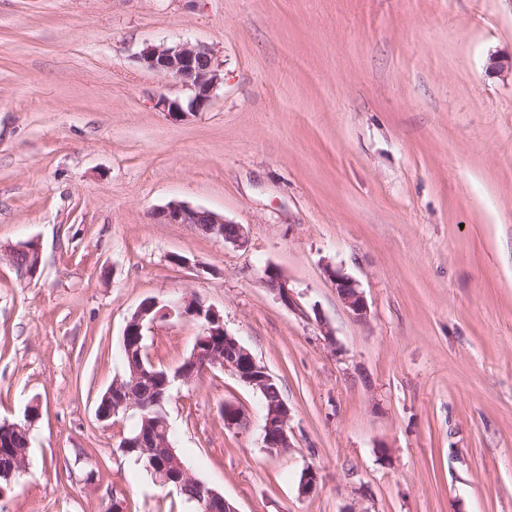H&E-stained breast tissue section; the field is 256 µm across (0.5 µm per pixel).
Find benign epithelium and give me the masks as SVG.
<instances>
[{
    "instance_id": "obj_1",
    "label": "benign epithelium",
    "mask_w": 512,
    "mask_h": 512,
    "mask_svg": "<svg viewBox=\"0 0 512 512\" xmlns=\"http://www.w3.org/2000/svg\"><path fill=\"white\" fill-rule=\"evenodd\" d=\"M137 60L144 68L170 77L191 91V98L185 107L163 96L155 101V107L175 121L182 120L189 111L205 109L219 83V73L211 51L202 45H193L187 41L149 44L140 51ZM153 217L163 224H192L204 234L221 238L224 243L238 248L247 245V237L241 225L230 223L206 209L173 202L157 209ZM21 253L27 257V265L20 270V276L35 278L41 265V250L35 241L12 246L5 253H0V260L5 258L14 266L16 257ZM328 273L350 315L360 322L366 320L368 305L356 281L331 267ZM263 282L277 291L284 302L292 303L288 279L278 268L266 265L263 269ZM173 318L201 323V331L191 355L173 371H159L152 364L148 369L143 367L133 371L128 383L115 381L97 405L96 416L99 421L109 422L120 412L126 414L132 410H145L140 383L146 379L149 380L152 392L161 399L168 395L174 383H190L210 366L232 372L245 385L262 394L273 382L268 369L258 363L253 354L225 329L223 316L216 309L187 295L166 303L153 298L141 302L124 327L122 353L128 357L135 353L141 354L145 331L159 321ZM220 413L224 415V426L228 428L239 427L247 420L244 410L233 404L224 405ZM290 419V408L283 399L279 398L264 406L263 444L270 455H285L293 448L289 435ZM121 450L126 454L138 453V459L145 461L151 472L163 474L160 484L164 487L171 483L178 487L183 481L193 479L177 457L172 443L166 438L141 433L122 439Z\"/></svg>"
}]
</instances>
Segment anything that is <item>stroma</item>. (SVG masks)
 I'll use <instances>...</instances> for the list:
<instances>
[{"label": "stroma", "mask_w": 512, "mask_h": 512, "mask_svg": "<svg viewBox=\"0 0 512 512\" xmlns=\"http://www.w3.org/2000/svg\"><path fill=\"white\" fill-rule=\"evenodd\" d=\"M207 46L209 107L137 60ZM512 0H0V423L39 415L0 512H200L103 423L127 319L191 295L268 371L292 450L263 445L259 393L214 368L175 383L173 445L238 512H512ZM242 225L236 248L170 202ZM181 263H174V256ZM278 267L289 310L262 281ZM355 279V321L327 268ZM195 322L147 331L174 368ZM232 403L251 416L228 429ZM317 486L298 494L304 470ZM153 217L163 224H192L204 234L222 238L225 244L238 248L247 245L248 240L242 225L230 223L223 216L206 209L173 202L157 209ZM21 253L25 254L27 257V265L19 270L20 276L28 279L35 278L40 270L41 250L39 244L33 240L18 243L6 250L5 254H2V250L0 249V261L6 257L10 264L18 270L16 257Z\"/></svg>", "instance_id": "stroma-1"}]
</instances>
